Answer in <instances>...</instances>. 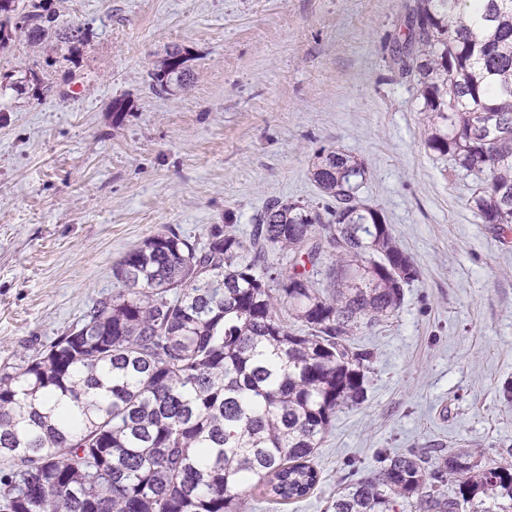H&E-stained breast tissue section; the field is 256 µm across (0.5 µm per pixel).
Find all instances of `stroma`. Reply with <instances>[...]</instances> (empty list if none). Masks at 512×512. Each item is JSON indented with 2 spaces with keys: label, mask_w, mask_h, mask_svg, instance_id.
<instances>
[{
  "label": "stroma",
  "mask_w": 512,
  "mask_h": 512,
  "mask_svg": "<svg viewBox=\"0 0 512 512\" xmlns=\"http://www.w3.org/2000/svg\"><path fill=\"white\" fill-rule=\"evenodd\" d=\"M407 0H51L88 38L64 55L18 37L0 84V367L45 350L116 286L113 265L162 226L249 236L267 203L315 200L314 153L366 162L381 209L421 275L357 337L374 353L367 400L337 413L314 455L321 481L279 512H327L348 465L374 452L512 445V226L482 223L474 177L425 146L414 82L394 55ZM181 48L187 87L149 71Z\"/></svg>",
  "instance_id": "1"
}]
</instances>
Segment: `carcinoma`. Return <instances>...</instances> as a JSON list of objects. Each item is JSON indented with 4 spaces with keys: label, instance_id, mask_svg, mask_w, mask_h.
Instances as JSON below:
<instances>
[{
    "label": "carcinoma",
    "instance_id": "cac0c4a2",
    "mask_svg": "<svg viewBox=\"0 0 512 512\" xmlns=\"http://www.w3.org/2000/svg\"><path fill=\"white\" fill-rule=\"evenodd\" d=\"M412 0L422 22L402 71L417 85L425 146L480 180L484 224H512V0ZM49 0H0V49L19 33L71 51ZM178 49L149 72L190 80ZM365 161L321 149L322 207L276 201L250 236L205 242L165 227L112 267L118 287L45 351L0 369V512H247L311 494L337 413L366 401L374 354L352 338L401 307L415 260L358 190ZM332 259L329 283L317 279ZM492 491V505L475 502ZM329 512H512V463L478 453L380 455Z\"/></svg>",
    "mask_w": 512,
    "mask_h": 512
}]
</instances>
